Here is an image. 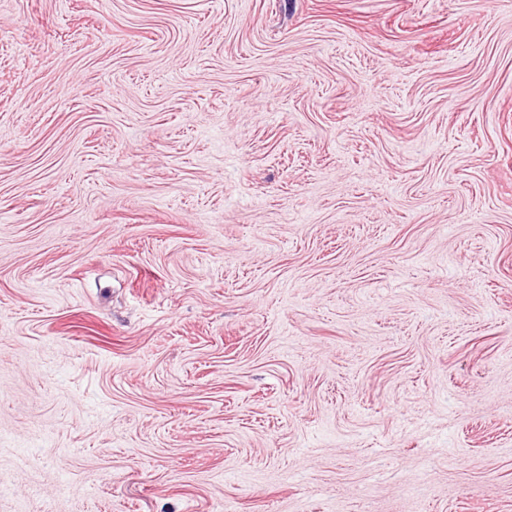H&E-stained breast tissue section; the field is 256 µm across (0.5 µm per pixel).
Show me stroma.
Returning <instances> with one entry per match:
<instances>
[{
    "mask_svg": "<svg viewBox=\"0 0 512 512\" xmlns=\"http://www.w3.org/2000/svg\"><path fill=\"white\" fill-rule=\"evenodd\" d=\"M0 512H512V0H0Z\"/></svg>",
    "mask_w": 512,
    "mask_h": 512,
    "instance_id": "1",
    "label": "stroma"
}]
</instances>
